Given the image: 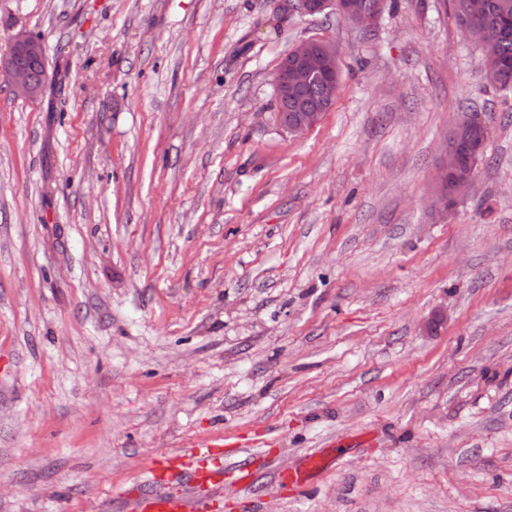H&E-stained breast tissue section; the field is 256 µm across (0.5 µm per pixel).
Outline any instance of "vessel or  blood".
<instances>
[{
	"instance_id": "1",
	"label": "vessel or blood",
	"mask_w": 512,
	"mask_h": 512,
	"mask_svg": "<svg viewBox=\"0 0 512 512\" xmlns=\"http://www.w3.org/2000/svg\"><path fill=\"white\" fill-rule=\"evenodd\" d=\"M215 453L212 444L188 449L177 456L178 466L168 478L150 469V490L128 496L126 512H208L224 497V470L209 465ZM324 466L323 453L315 452L281 478L289 487L301 490Z\"/></svg>"
}]
</instances>
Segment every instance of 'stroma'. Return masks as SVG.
Returning <instances> with one entry per match:
<instances>
[{
	"label": "stroma",
	"instance_id": "1",
	"mask_svg": "<svg viewBox=\"0 0 512 512\" xmlns=\"http://www.w3.org/2000/svg\"><path fill=\"white\" fill-rule=\"evenodd\" d=\"M0 512H121L163 456L263 449L254 512H512V93L451 0L374 31L275 0H0ZM332 43L333 107L274 76ZM459 112L487 127L447 221ZM332 463L292 493L277 472ZM25 48L37 51L42 45L23 33L14 35L7 43L0 44V74L6 73L14 90L23 97L35 98L42 94L44 85H37L29 70L16 62L17 54ZM337 69L336 89V48L324 40H302L285 55L277 70L275 85L280 102L286 104L280 110V124L288 132L295 135L308 132L333 107L341 79L340 67ZM315 85L319 87V103L315 108L288 111L289 97ZM484 127L477 114L471 112H459L451 122L450 130L446 136L440 154V163L437 173L433 178L429 190V207L431 211L441 219L448 218V210L452 207L449 199H456L467 189L462 182H457L456 189L448 194L446 175H455L457 178H472L471 168L468 172L463 171L462 159L457 150L455 139L462 132L474 127Z\"/></svg>",
	"mask_w": 512,
	"mask_h": 512
}]
</instances>
